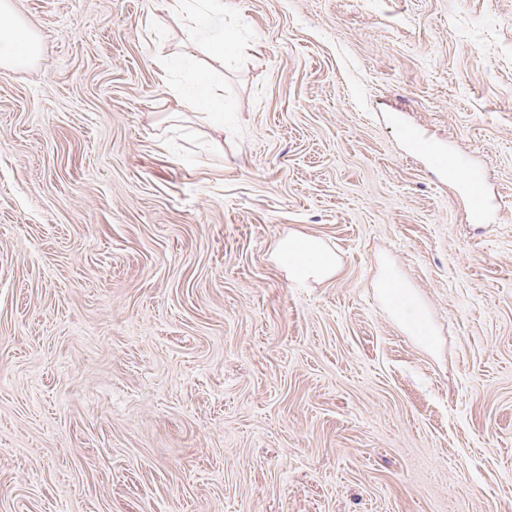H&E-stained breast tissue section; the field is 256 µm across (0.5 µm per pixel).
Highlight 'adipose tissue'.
<instances>
[{
    "label": "adipose tissue",
    "instance_id": "obj_1",
    "mask_svg": "<svg viewBox=\"0 0 512 512\" xmlns=\"http://www.w3.org/2000/svg\"><path fill=\"white\" fill-rule=\"evenodd\" d=\"M37 53L35 39L17 17L10 0H0V65H20ZM275 254L289 280L298 283L323 282L334 277L340 268L337 255L313 236L283 238L278 241ZM379 286L395 318L414 331L423 343H431L429 317L417 293L390 267L385 268Z\"/></svg>",
    "mask_w": 512,
    "mask_h": 512
}]
</instances>
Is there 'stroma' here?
I'll list each match as a JSON object with an SVG mask.
<instances>
[{"label": "stroma", "mask_w": 512, "mask_h": 512, "mask_svg": "<svg viewBox=\"0 0 512 512\" xmlns=\"http://www.w3.org/2000/svg\"><path fill=\"white\" fill-rule=\"evenodd\" d=\"M223 2L11 0L0 512H512V0ZM37 53L35 39L17 17L10 1H0V65H20ZM438 167L448 174V182L457 188L459 195L470 203L476 219H483L492 211L483 174L473 175L446 161L438 163ZM275 254L288 279L298 283L323 282L340 268L337 255L313 236L289 235L278 241ZM379 286L395 318L414 331L424 344H431L433 334L429 317L417 293L399 279L392 267L384 269Z\"/></svg>", "instance_id": "1"}]
</instances>
